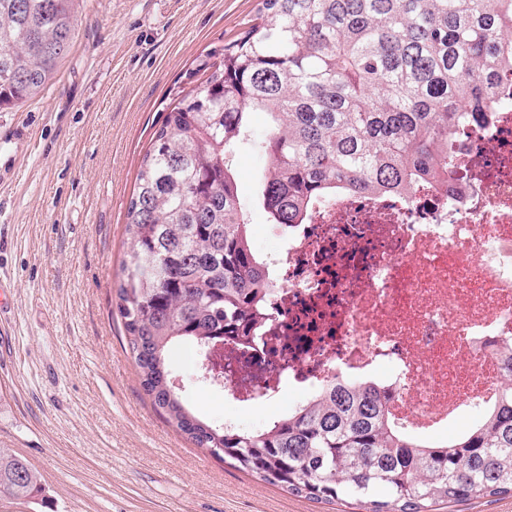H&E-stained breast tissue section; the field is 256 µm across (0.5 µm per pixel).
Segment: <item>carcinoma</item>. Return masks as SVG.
<instances>
[{"instance_id":"1","label":"carcinoma","mask_w":512,"mask_h":512,"mask_svg":"<svg viewBox=\"0 0 512 512\" xmlns=\"http://www.w3.org/2000/svg\"><path fill=\"white\" fill-rule=\"evenodd\" d=\"M83 0H0V107L37 96L68 54ZM255 23L176 92L143 156L126 212L117 309L154 409L225 463L310 501L356 512H434L512 495V345L499 404L454 438L423 443L392 424L373 386L330 384L254 431L183 404L168 363L251 335L271 288L251 248L228 158L265 112L256 201L298 224L338 189L410 194L451 160L448 140L495 111L512 68V0H261ZM41 474L0 448V496L45 497Z\"/></svg>"}]
</instances>
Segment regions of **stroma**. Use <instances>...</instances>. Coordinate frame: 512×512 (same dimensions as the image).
Here are the masks:
<instances>
[{
  "mask_svg": "<svg viewBox=\"0 0 512 512\" xmlns=\"http://www.w3.org/2000/svg\"><path fill=\"white\" fill-rule=\"evenodd\" d=\"M260 0H85L73 46L36 98L0 109V448L43 475L46 497L0 512H345L289 495L196 447L153 409L116 309L126 211L169 94L198 86L208 53L237 39ZM234 155L253 243L275 248L255 202L266 165ZM191 344L169 357L186 407L253 431L288 400L242 410L197 372Z\"/></svg>",
  "mask_w": 512,
  "mask_h": 512,
  "instance_id": "1",
  "label": "stroma"
}]
</instances>
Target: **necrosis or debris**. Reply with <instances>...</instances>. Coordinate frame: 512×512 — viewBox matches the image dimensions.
I'll return each instance as SVG.
<instances>
[{
	"mask_svg": "<svg viewBox=\"0 0 512 512\" xmlns=\"http://www.w3.org/2000/svg\"><path fill=\"white\" fill-rule=\"evenodd\" d=\"M489 124L451 146L465 171L413 194L333 193L279 227L259 335L224 341V392L297 405L332 382L390 391L397 429L420 441L491 412L512 338V71Z\"/></svg>",
	"mask_w": 512,
	"mask_h": 512,
	"instance_id": "obj_1",
	"label": "necrosis or debris"
}]
</instances>
